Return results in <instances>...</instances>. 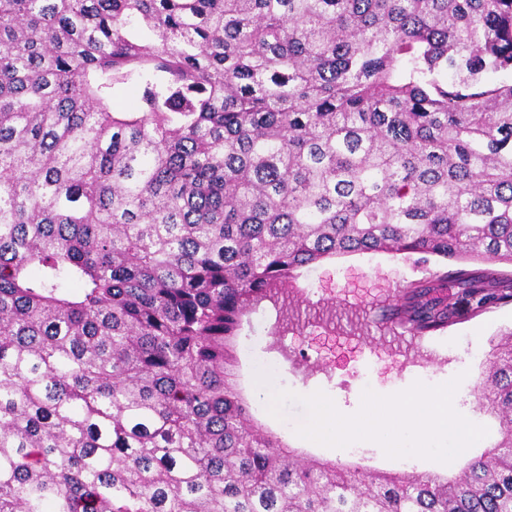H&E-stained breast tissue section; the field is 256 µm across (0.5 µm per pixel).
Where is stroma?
Listing matches in <instances>:
<instances>
[{
  "instance_id": "1",
  "label": "stroma",
  "mask_w": 512,
  "mask_h": 512,
  "mask_svg": "<svg viewBox=\"0 0 512 512\" xmlns=\"http://www.w3.org/2000/svg\"><path fill=\"white\" fill-rule=\"evenodd\" d=\"M482 261H446L433 256L393 255L366 252L328 259L297 270L287 288L304 304L317 308L327 305L358 313L357 323L341 321L333 329L340 345L334 351L321 349L313 338L325 328L316 322L300 320L282 325L277 307L263 300L246 317L236 340L239 362L238 385L251 405L254 418L290 447L323 460L352 462L376 471L447 472V465L419 458L390 459L379 448H323L298 437L294 429L304 417L300 406L292 404L284 419L266 410L267 390L257 388L254 374L271 370L275 388L308 395L321 390L346 414L358 410L364 389L389 395L408 388L414 381L442 384L463 375L453 404L471 422L486 426L487 437L470 447L480 453L498 438V425L479 409L472 393L481 372L479 357L472 350L488 352L491 341L512 329V301L473 313L466 300H458L457 317L447 328L424 337L398 336L385 330L381 311L396 305L399 291L435 275L485 269Z\"/></svg>"
}]
</instances>
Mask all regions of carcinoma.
<instances>
[{"mask_svg": "<svg viewBox=\"0 0 512 512\" xmlns=\"http://www.w3.org/2000/svg\"><path fill=\"white\" fill-rule=\"evenodd\" d=\"M507 72L512 0H0V512H512V330L446 475L302 457L234 352L310 264H512Z\"/></svg>", "mask_w": 512, "mask_h": 512, "instance_id": "carcinoma-1", "label": "carcinoma"}]
</instances>
